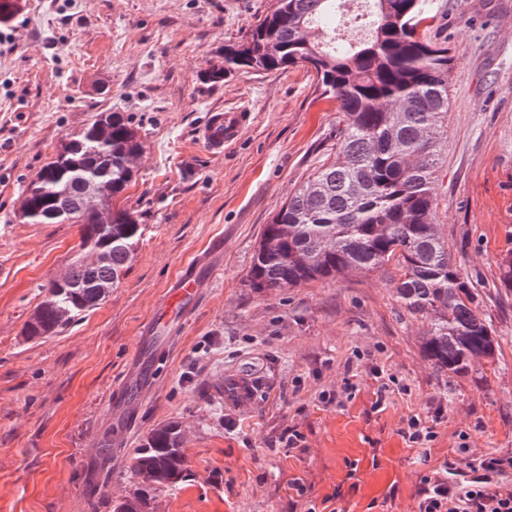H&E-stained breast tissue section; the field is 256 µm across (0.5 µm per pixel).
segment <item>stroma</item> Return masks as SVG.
<instances>
[{
    "label": "stroma",
    "mask_w": 512,
    "mask_h": 512,
    "mask_svg": "<svg viewBox=\"0 0 512 512\" xmlns=\"http://www.w3.org/2000/svg\"><path fill=\"white\" fill-rule=\"evenodd\" d=\"M20 4L0 23V512H112L139 488L136 449L171 422L186 471L149 490L154 512H414L421 476L447 454H512V291L499 281L512 250V0H434L428 31L452 58L436 221L499 342L460 376L433 373L428 322L388 275L250 287L265 224L335 155L341 119L303 66L207 79L271 0ZM239 108L245 129L212 154L200 128ZM103 112L125 113L144 141L119 200L144 236L97 308L31 339L41 286L67 275L79 232L19 221L22 191ZM186 275L194 298L156 325ZM375 365L403 386L382 411ZM434 402L447 407L435 439L409 447L406 418Z\"/></svg>",
    "instance_id": "stroma-1"
}]
</instances>
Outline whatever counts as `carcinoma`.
Listing matches in <instances>:
<instances>
[{"label": "carcinoma", "instance_id": "cac0c4a2", "mask_svg": "<svg viewBox=\"0 0 512 512\" xmlns=\"http://www.w3.org/2000/svg\"><path fill=\"white\" fill-rule=\"evenodd\" d=\"M369 34L351 43L319 25L336 23L345 0H273L249 37L224 46V65L209 79L241 69L304 66L322 94L342 112L338 148L265 225L249 273L260 291L335 280L357 269L397 281L400 305L429 320L421 349L437 374L462 375L476 358L494 356L496 337L480 315L479 296L452 260L435 223V185L448 124L446 43L422 29L434 21L430 0H364ZM23 191L31 224H76L80 242L63 281L43 285L46 299L32 338L69 324L96 305L102 287L117 286L134 259L144 227L128 209L112 206V232L103 231L87 199L89 183L112 184L119 198L134 178L144 142L121 112H102L67 138ZM185 457L180 432L151 433L131 473L155 474L174 487Z\"/></svg>", "mask_w": 512, "mask_h": 512}]
</instances>
